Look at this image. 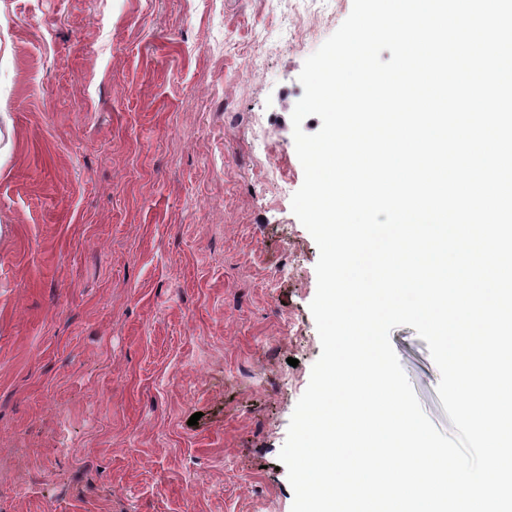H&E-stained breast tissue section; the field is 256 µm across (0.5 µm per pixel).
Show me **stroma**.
Listing matches in <instances>:
<instances>
[{"label": "stroma", "mask_w": 512, "mask_h": 512, "mask_svg": "<svg viewBox=\"0 0 512 512\" xmlns=\"http://www.w3.org/2000/svg\"><path fill=\"white\" fill-rule=\"evenodd\" d=\"M351 8L0 0V512H291L321 353L291 113Z\"/></svg>", "instance_id": "35a3bbf8"}]
</instances>
